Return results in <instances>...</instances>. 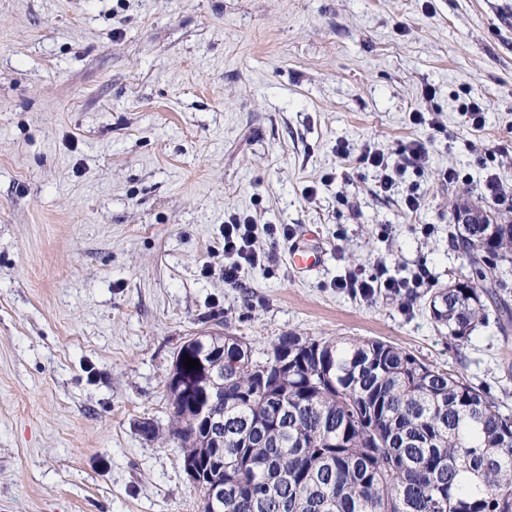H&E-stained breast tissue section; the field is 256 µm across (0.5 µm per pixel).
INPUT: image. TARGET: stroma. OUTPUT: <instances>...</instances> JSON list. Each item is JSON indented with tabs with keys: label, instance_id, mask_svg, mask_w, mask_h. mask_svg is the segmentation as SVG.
<instances>
[{
	"label": "stroma",
	"instance_id": "35a3bbf8",
	"mask_svg": "<svg viewBox=\"0 0 512 512\" xmlns=\"http://www.w3.org/2000/svg\"><path fill=\"white\" fill-rule=\"evenodd\" d=\"M415 139L410 212L364 152ZM491 173L512 187V0H0V512H201L166 383L219 325L258 358L290 332L379 339L512 412V326L490 311L457 347L426 309L468 272L455 203L512 213ZM231 211L264 256L233 286ZM352 272L424 280L365 298Z\"/></svg>",
	"mask_w": 512,
	"mask_h": 512
}]
</instances>
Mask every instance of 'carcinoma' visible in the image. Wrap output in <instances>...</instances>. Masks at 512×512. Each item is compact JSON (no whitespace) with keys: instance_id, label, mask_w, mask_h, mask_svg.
Listing matches in <instances>:
<instances>
[{"instance_id":"1","label":"carcinoma","mask_w":512,"mask_h":512,"mask_svg":"<svg viewBox=\"0 0 512 512\" xmlns=\"http://www.w3.org/2000/svg\"><path fill=\"white\" fill-rule=\"evenodd\" d=\"M450 240L470 275L428 310L463 345L486 320L482 297L508 287L512 220L459 224ZM181 372L192 388L168 385L169 435L224 484L202 512H512V414L390 343L288 333L258 361L226 331L218 373ZM199 408L224 416V447H203Z\"/></svg>"}]
</instances>
